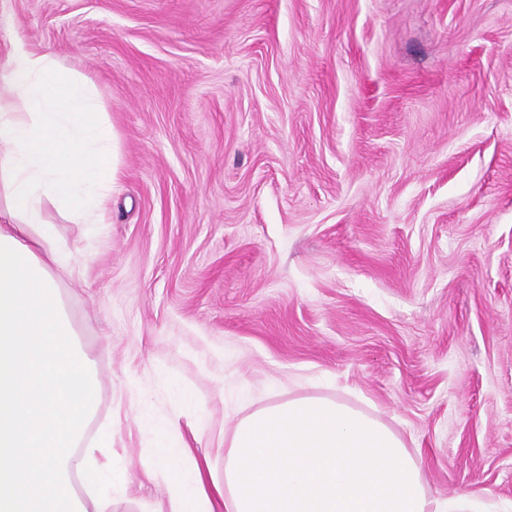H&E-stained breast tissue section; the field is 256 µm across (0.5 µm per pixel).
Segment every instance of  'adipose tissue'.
<instances>
[{
  "mask_svg": "<svg viewBox=\"0 0 512 512\" xmlns=\"http://www.w3.org/2000/svg\"><path fill=\"white\" fill-rule=\"evenodd\" d=\"M113 179L112 128L89 84L14 38L0 64V512H104L126 487L111 432L86 435L99 381L66 307L87 286L85 260L45 218L51 202L104 223ZM240 410L223 469L181 438L144 462L147 478L167 477L146 512H512L474 491L433 495L403 435L347 400Z\"/></svg>",
  "mask_w": 512,
  "mask_h": 512,
  "instance_id": "obj_1",
  "label": "adipose tissue"
}]
</instances>
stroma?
<instances>
[{"mask_svg": "<svg viewBox=\"0 0 512 512\" xmlns=\"http://www.w3.org/2000/svg\"><path fill=\"white\" fill-rule=\"evenodd\" d=\"M94 85L114 180L68 301L100 378L95 435L130 481L195 398H365L431 490L512 500V0H0L12 39ZM137 387L140 398L130 399Z\"/></svg>", "mask_w": 512, "mask_h": 512, "instance_id": "obj_1", "label": "stroma"}]
</instances>
